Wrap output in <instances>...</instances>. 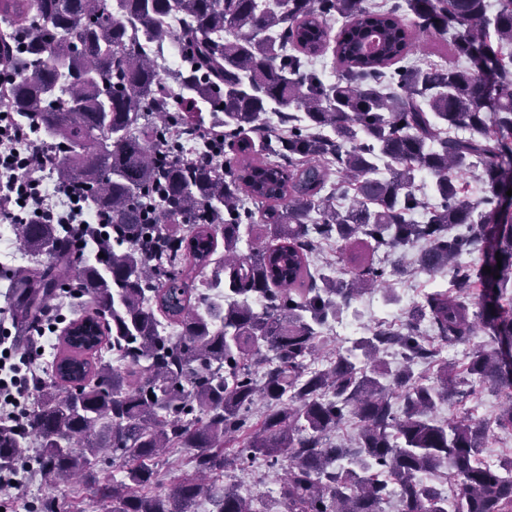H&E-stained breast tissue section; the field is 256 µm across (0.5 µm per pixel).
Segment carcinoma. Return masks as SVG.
<instances>
[{"instance_id":"1","label":"carcinoma","mask_w":512,"mask_h":512,"mask_svg":"<svg viewBox=\"0 0 512 512\" xmlns=\"http://www.w3.org/2000/svg\"><path fill=\"white\" fill-rule=\"evenodd\" d=\"M174 10L177 35L164 26ZM0 22V108L37 125L59 183L112 217L92 261L62 224L14 225L46 261L0 265L12 347L37 354L64 292L91 327L66 335L50 379H35L23 426H0V482L36 439L41 479L87 477L100 512H193L207 495L212 512H384L392 498L399 512H512V459H480L489 422L436 416L470 395L461 372L473 387H512V0L493 11L488 0H0ZM133 30L175 47L170 75ZM416 32L450 41L454 61L399 65ZM329 50L334 82L312 67ZM204 128L221 133L224 162L189 161L170 137ZM472 169L476 201L463 180ZM258 213L267 243L244 256ZM320 239L370 257L340 278L312 265ZM220 240L208 296L197 277ZM417 245L419 269L448 270L450 289L312 366L322 329L398 273L374 256ZM478 248L480 264L463 261ZM479 328L490 341L473 346ZM436 342L469 349L430 381L414 366ZM389 349L396 370L380 356ZM352 420L355 436L331 442ZM495 425L512 430L511 393ZM168 448L193 450L192 473L162 492ZM255 461L285 472L257 508L238 485L216 486L228 466ZM106 462L123 476H99ZM442 469L451 501L431 481Z\"/></svg>"}]
</instances>
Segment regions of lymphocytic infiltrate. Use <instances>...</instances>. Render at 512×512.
<instances>
[{
  "mask_svg": "<svg viewBox=\"0 0 512 512\" xmlns=\"http://www.w3.org/2000/svg\"><path fill=\"white\" fill-rule=\"evenodd\" d=\"M35 126L17 123L0 116V222L22 224L40 216L47 224H62L72 230L75 239L97 238L107 228L109 215L89 216L83 199L65 190V208H57L44 187L53 157L36 138ZM35 376L32 364L18 360L15 354L0 352V424L21 426L23 411L32 398L30 381Z\"/></svg>",
  "mask_w": 512,
  "mask_h": 512,
  "instance_id": "1",
  "label": "lymphocytic infiltrate"
}]
</instances>
